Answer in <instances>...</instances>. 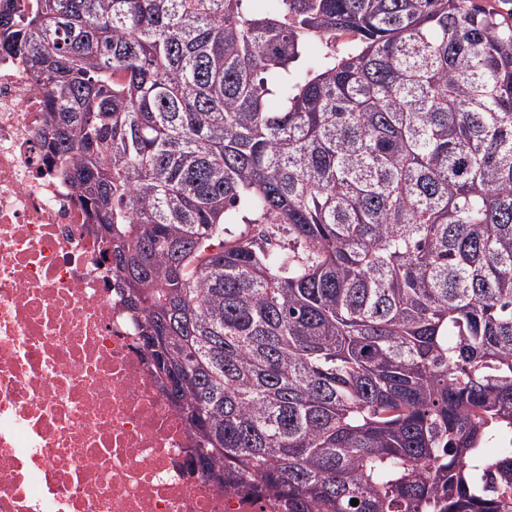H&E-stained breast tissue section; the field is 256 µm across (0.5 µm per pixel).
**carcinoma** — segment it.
<instances>
[{"mask_svg":"<svg viewBox=\"0 0 512 512\" xmlns=\"http://www.w3.org/2000/svg\"><path fill=\"white\" fill-rule=\"evenodd\" d=\"M0 51L202 476L286 512H512V11L0 0Z\"/></svg>","mask_w":512,"mask_h":512,"instance_id":"1","label":"carcinoma"}]
</instances>
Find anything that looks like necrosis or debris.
I'll return each instance as SVG.
<instances>
[{
	"label": "necrosis or debris",
	"mask_w": 512,
	"mask_h": 512,
	"mask_svg": "<svg viewBox=\"0 0 512 512\" xmlns=\"http://www.w3.org/2000/svg\"><path fill=\"white\" fill-rule=\"evenodd\" d=\"M43 98L0 55V512H280L194 468L96 227L43 157Z\"/></svg>",
	"instance_id": "4bbe7bcc"
}]
</instances>
